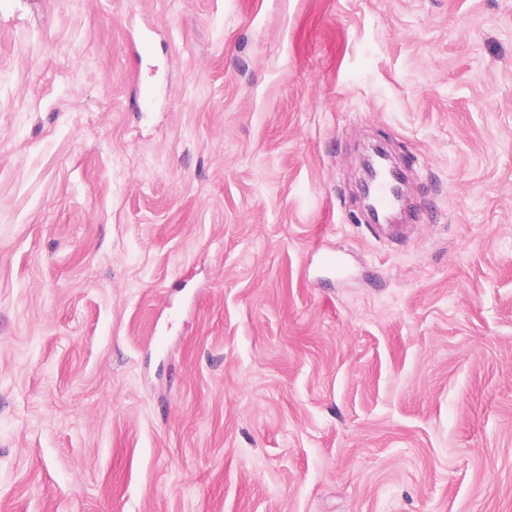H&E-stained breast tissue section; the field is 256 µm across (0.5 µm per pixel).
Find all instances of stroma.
Instances as JSON below:
<instances>
[{"label": "stroma", "mask_w": 512, "mask_h": 512, "mask_svg": "<svg viewBox=\"0 0 512 512\" xmlns=\"http://www.w3.org/2000/svg\"><path fill=\"white\" fill-rule=\"evenodd\" d=\"M0 512H512V0H0Z\"/></svg>", "instance_id": "35a3bbf8"}]
</instances>
